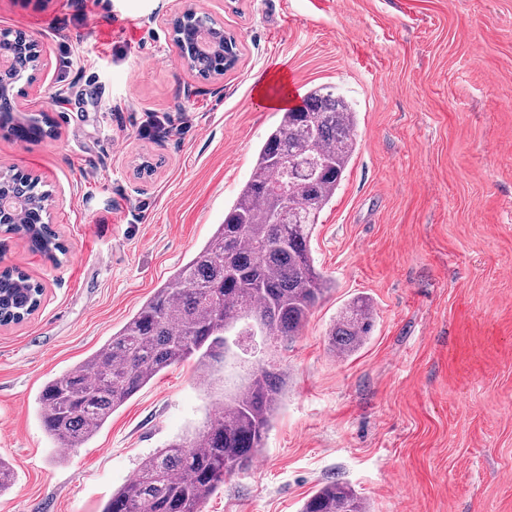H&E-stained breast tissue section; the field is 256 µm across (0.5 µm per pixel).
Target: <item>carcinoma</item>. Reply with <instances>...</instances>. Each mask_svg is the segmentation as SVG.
Returning <instances> with one entry per match:
<instances>
[{
	"instance_id": "1",
	"label": "carcinoma",
	"mask_w": 512,
	"mask_h": 512,
	"mask_svg": "<svg viewBox=\"0 0 512 512\" xmlns=\"http://www.w3.org/2000/svg\"><path fill=\"white\" fill-rule=\"evenodd\" d=\"M191 69L206 79L231 68L233 37L207 15H186L174 26ZM356 113L333 86L310 89L301 105L284 112L260 147L250 179L210 239L137 312L79 367L44 384L38 416L64 448L96 435L112 413L158 373L195 359L209 387L221 382L224 328L247 314L260 317L269 340L291 341L331 288L317 272L309 243L323 209L332 201L358 147ZM326 163L316 178L312 161ZM9 204L5 231L27 239L45 255L65 252L49 224L33 220L47 193ZM41 285L20 271L0 272V324L17 322L37 306ZM375 314L358 296L339 312L329 347L339 357L357 351L370 336ZM285 371L250 365L235 392L211 397L205 420L190 435L146 457L136 476L101 512H202L204 502L235 474L248 470L263 447L283 396ZM17 479L0 459V492ZM300 512H368L366 502L342 482L324 485Z\"/></svg>"
}]
</instances>
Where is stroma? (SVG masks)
Returning <instances> with one entry per match:
<instances>
[{"label": "stroma", "instance_id": "stroma-1", "mask_svg": "<svg viewBox=\"0 0 512 512\" xmlns=\"http://www.w3.org/2000/svg\"><path fill=\"white\" fill-rule=\"evenodd\" d=\"M234 35L208 79L173 40L186 8ZM39 41L17 109L50 134L0 128V172L38 178L67 253L0 231V270L44 293L0 327V512H101L140 462L205 419L193 362L158 374L78 448L36 414L45 382L119 330L203 245L248 179L281 109L335 86L358 150L313 230L332 290L278 346L288 391L247 472L202 512H299L333 481L370 512H512V0H0V30ZM166 133L143 136L155 117ZM151 173H140L143 164ZM369 296L371 337L329 349L336 314Z\"/></svg>", "mask_w": 512, "mask_h": 512}]
</instances>
